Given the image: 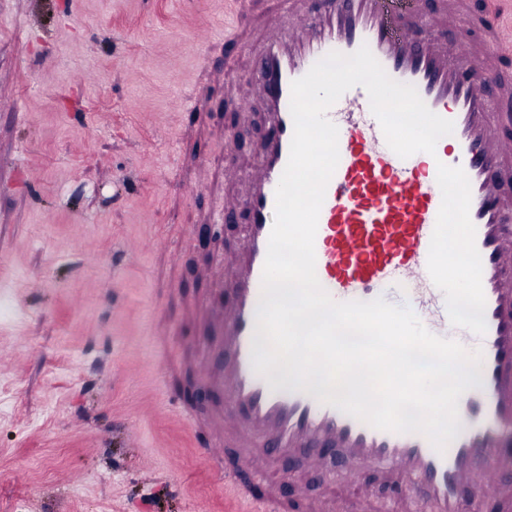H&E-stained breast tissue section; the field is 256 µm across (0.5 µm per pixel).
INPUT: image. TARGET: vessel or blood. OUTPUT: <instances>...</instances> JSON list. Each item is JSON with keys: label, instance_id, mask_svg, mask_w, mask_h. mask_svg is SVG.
Listing matches in <instances>:
<instances>
[{"label": "vessel or blood", "instance_id": "vessel-or-blood-1", "mask_svg": "<svg viewBox=\"0 0 512 512\" xmlns=\"http://www.w3.org/2000/svg\"><path fill=\"white\" fill-rule=\"evenodd\" d=\"M437 19L423 0H312L266 31L252 78L267 112L249 190L217 221L245 220L235 276L219 313L221 342L202 379L220 377L224 424L234 447L252 435L268 453L302 442L341 448L354 461L346 482L382 465L398 482H420L436 512H466L474 495L512 512L500 472L512 466V102L493 100L498 63L512 55V27L495 28L483 55L427 35ZM368 46L395 81L413 85L426 106L453 121L434 153L400 158L387 145L365 88L345 92L327 116L338 128L339 162L315 236L316 275L333 300L384 298L408 305L434 335L482 354L481 384L458 402L457 437L437 452L419 433L379 430L297 390L282 372L252 364L262 274L275 219V192L294 131L291 83L328 53ZM460 257L461 267L450 260Z\"/></svg>", "mask_w": 512, "mask_h": 512}]
</instances>
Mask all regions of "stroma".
<instances>
[{
  "instance_id": "stroma-1",
  "label": "stroma",
  "mask_w": 512,
  "mask_h": 512,
  "mask_svg": "<svg viewBox=\"0 0 512 512\" xmlns=\"http://www.w3.org/2000/svg\"><path fill=\"white\" fill-rule=\"evenodd\" d=\"M254 2L234 49L233 0H0V512L255 510L199 453L223 434V398L189 396L245 227L208 255L188 232L239 202L259 162L261 110L224 106L256 97L252 56L284 8ZM447 2L449 34L482 53L483 0ZM250 460L293 512L430 508L414 483L379 498L382 467L353 490L337 455Z\"/></svg>"
}]
</instances>
